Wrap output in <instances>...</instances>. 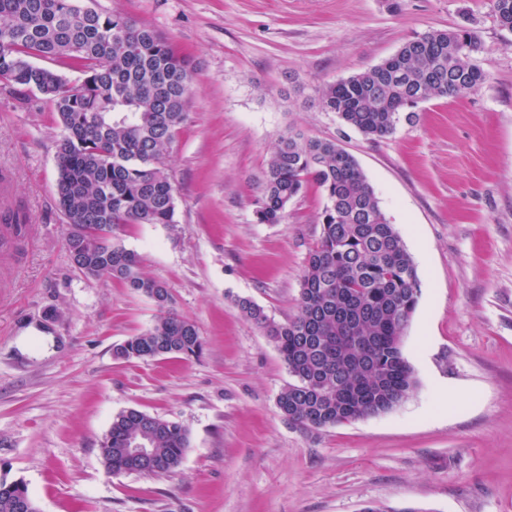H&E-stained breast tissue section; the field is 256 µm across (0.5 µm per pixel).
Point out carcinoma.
I'll use <instances>...</instances> for the list:
<instances>
[{
	"mask_svg": "<svg viewBox=\"0 0 512 512\" xmlns=\"http://www.w3.org/2000/svg\"><path fill=\"white\" fill-rule=\"evenodd\" d=\"M512 31V0H487ZM470 27L430 30L380 64L321 90L322 107L371 139L393 135L411 109L436 97L478 90ZM32 57L63 58L77 85ZM0 79L35 90L54 106L63 135L56 146V195L64 241L82 275L117 280L160 314L115 349L119 359H189L202 347L197 326L172 308L166 284L146 276L137 255L116 242L128 224H174L176 194L166 155L187 117L192 70L154 28L78 0H0ZM256 201L259 224H280L308 185L325 197L321 233L302 272L297 311L271 319L249 299L239 310L276 346L293 381L281 412L305 428H324L395 409L417 387L403 338L420 294L418 268L383 212L356 158L336 141L288 131L279 136ZM136 443L154 453L134 457ZM178 423L130 408L100 441L111 476L173 472L188 448ZM0 512H38L27 485L0 479Z\"/></svg>",
	"mask_w": 512,
	"mask_h": 512,
	"instance_id": "carcinoma-1",
	"label": "carcinoma"
}]
</instances>
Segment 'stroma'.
Listing matches in <instances>:
<instances>
[{
	"label": "stroma",
	"mask_w": 512,
	"mask_h": 512,
	"mask_svg": "<svg viewBox=\"0 0 512 512\" xmlns=\"http://www.w3.org/2000/svg\"><path fill=\"white\" fill-rule=\"evenodd\" d=\"M188 54V120L168 157L174 224L119 236L197 326L201 354L119 360L158 310L88 278L64 246L52 103L0 80V477L40 512H512V32L486 0H92ZM475 28L476 92L420 103L370 140L325 111L322 87L432 29ZM358 160L420 279L404 353L418 385L391 412L319 429L277 406L291 380L238 310L284 322L321 231L309 186L281 224L257 223L262 172L288 130ZM135 408L184 427L172 474L108 475L99 442Z\"/></svg>",
	"instance_id": "obj_1"
}]
</instances>
